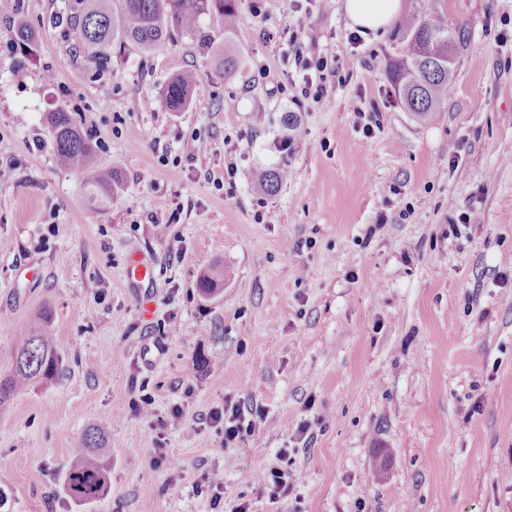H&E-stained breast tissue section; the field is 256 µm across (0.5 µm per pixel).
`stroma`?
Instances as JSON below:
<instances>
[{
    "instance_id": "stroma-1",
    "label": "stroma",
    "mask_w": 512,
    "mask_h": 512,
    "mask_svg": "<svg viewBox=\"0 0 512 512\" xmlns=\"http://www.w3.org/2000/svg\"><path fill=\"white\" fill-rule=\"evenodd\" d=\"M401 2L467 40L430 120L394 93L397 28L350 44L345 0H238L229 39L202 17L230 75L187 39L113 45L97 70L77 0H26L28 54L0 17V374L47 308L63 358L0 407V512H213L215 468L222 512H512V0ZM301 45L335 63L329 105L300 94ZM186 69L191 103L168 111ZM59 107L121 177L106 210L55 164ZM214 266L224 284L202 295ZM145 396L165 426L134 413ZM231 404L264 424L228 446L212 416ZM98 426L110 491L78 503L67 464ZM281 448L301 480L272 502L256 478ZM197 82V73L182 72L172 77L165 86L164 102L173 112L184 110L189 102L192 88Z\"/></svg>"
}]
</instances>
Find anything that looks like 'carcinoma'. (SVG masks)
Returning a JSON list of instances; mask_svg holds the SVG:
<instances>
[{
    "label": "carcinoma",
    "mask_w": 512,
    "mask_h": 512,
    "mask_svg": "<svg viewBox=\"0 0 512 512\" xmlns=\"http://www.w3.org/2000/svg\"><path fill=\"white\" fill-rule=\"evenodd\" d=\"M83 8L75 24L78 46L102 69L108 64L112 44L132 45L151 52L167 42L184 38H206L199 21L209 16L224 28V46L213 49L218 68L229 75L238 60L229 42L237 25V0H82ZM405 43L403 54L390 67V79L405 107L415 115L430 117L441 111L448 94L451 65L464 45L462 31L448 28L445 17L412 14L401 26ZM18 48L27 50L34 43V33L20 20L14 29ZM197 73L182 72L165 86V105L174 112L184 110L189 102ZM54 137L57 163L70 170L89 172L84 185L85 198L98 210L112 203L118 180L110 169L95 167L91 140L71 112L58 109L46 116ZM224 281V269L216 267L202 276L199 291L208 295ZM62 357L50 328V317L42 313L37 321L21 329L15 339L14 369L0 378V406L17 392L41 380L53 379L61 370ZM110 443L101 428H91L83 438V451L69 464L65 489L77 502H91L109 491L111 468Z\"/></svg>",
    "instance_id": "1"
}]
</instances>
